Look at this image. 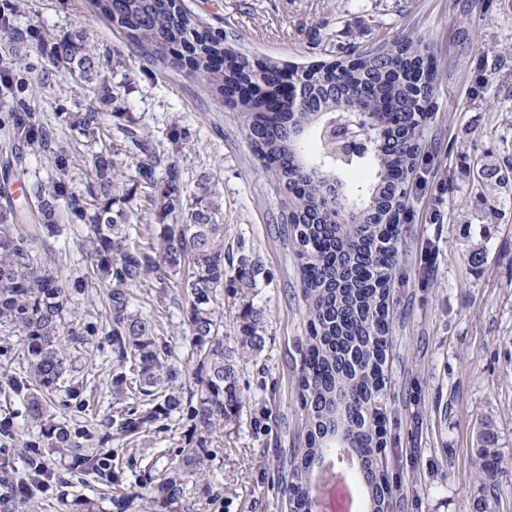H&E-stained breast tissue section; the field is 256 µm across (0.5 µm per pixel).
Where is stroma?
I'll return each instance as SVG.
<instances>
[{
    "instance_id": "1",
    "label": "stroma",
    "mask_w": 512,
    "mask_h": 512,
    "mask_svg": "<svg viewBox=\"0 0 512 512\" xmlns=\"http://www.w3.org/2000/svg\"><path fill=\"white\" fill-rule=\"evenodd\" d=\"M205 24L224 29L239 53L287 69L343 59L399 37L429 43L438 63L436 110L425 131L429 153L408 203L404 245L391 288L393 338L387 381L386 454L382 464L396 485L395 512H512V209L486 223L470 204L476 157L512 158V0H184ZM10 25L0 30V61L11 63L27 112L55 129L66 151L64 168L25 150L30 180H62L70 192L86 183L84 138L58 115L97 105V86L51 72L53 42L85 31L102 60L99 80L111 86L113 125L136 126L157 144L158 177L181 172L184 199L201 173L212 178L224 220V289L214 302L224 344L237 346L241 316H263L261 348L238 363L243 407L224 438L209 448L185 479L178 507L156 512H289L282 494L292 449L305 441L298 398L307 302L290 225L280 220L283 194L254 156L239 113L218 103L198 80L163 63L131 55L123 33L93 0H14ZM181 132L171 145L172 132ZM84 225L63 223L50 244L56 270L89 266ZM483 249L480 262L470 255ZM258 260L254 288L234 287L241 257ZM155 288L135 289L134 305L153 314L171 346L170 363L195 366L185 305L157 304ZM109 348H91L81 369L92 399L89 412L115 410ZM495 434L502 463L493 479L476 477L482 430ZM190 438L187 420L154 424L139 441H116L112 464L138 495L141 512L165 472L181 464ZM19 449L10 453L11 482L0 484V512H80L86 498L113 512L96 475L76 473L70 458L54 455L48 490L12 491L28 473Z\"/></svg>"
}]
</instances>
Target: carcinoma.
Returning <instances> with one entry per match:
<instances>
[{
	"instance_id": "1",
	"label": "carcinoma",
	"mask_w": 512,
	"mask_h": 512,
	"mask_svg": "<svg viewBox=\"0 0 512 512\" xmlns=\"http://www.w3.org/2000/svg\"><path fill=\"white\" fill-rule=\"evenodd\" d=\"M96 8L124 33L130 50L149 63L184 69L202 81L228 108L242 114L252 151L283 188L285 215L297 244L303 292L308 302V337L299 375V400L304 411L305 447L293 451L288 490L290 512H307L316 459L326 438L341 426L362 475L369 512H383L392 494L387 471L376 467L386 447L380 421L386 418L387 382L383 365L390 345L388 301L405 220V184L413 182L426 146L419 131L434 111L437 69L428 47L402 40L364 50L348 62H322L283 72L255 64L226 47L227 32L201 24L181 0H96ZM57 71L92 80L99 67L85 32L74 30L52 48ZM297 83V104L272 110V98L283 81ZM356 105L373 113L388 145L341 165L323 158L324 147L307 152L293 133L317 139L325 123ZM112 114L89 107L63 112L61 121L84 138L101 145L88 162L85 191L74 194L58 181L51 188L32 184L23 203L0 207V332L18 336L27 367L3 374L6 386L24 401L25 417L37 434L17 444L10 421L0 422V448H25L32 479L53 480L44 449L68 455L73 465L106 480L112 504L125 512L132 494L112 471V435L136 437L150 424L184 414L191 438L182 451V466L161 475L157 492L171 506L184 495V473L201 464L215 435L232 422L241 407L238 391L239 351L224 347L222 321L214 308L224 289V223L211 201L210 178L202 176L192 208H185L180 174L171 168L166 179L156 175L151 140L131 129L121 130L126 150L140 156L135 179L127 185L111 141ZM13 139L51 155L59 163L54 128L29 112H8L3 119ZM346 174L366 166L348 197L356 217L336 225L326 207L324 180L304 174L309 166ZM512 166L488 156L481 159L474 196L490 204L499 218L512 205L501 196ZM157 217L141 227L137 190ZM66 200L71 220L88 230L90 266L61 276L46 261L47 239L58 236ZM257 267L241 259L238 288L255 285ZM160 299L170 285L180 286L186 303V325L196 356L192 380L169 363L171 348L151 316L132 310L133 289L146 282ZM104 288L106 323L71 316L69 303L90 288ZM241 346L255 348L261 340V314L243 313ZM95 336L105 337L112 352V398L122 404L117 417L97 421L102 428L97 447L84 451L93 433L77 420L60 421L53 410L84 411L83 381L77 363ZM494 436L481 435L477 449L479 473L498 469L500 453Z\"/></svg>"
}]
</instances>
